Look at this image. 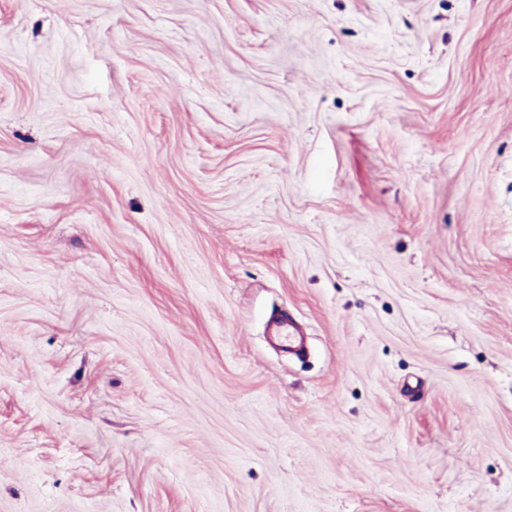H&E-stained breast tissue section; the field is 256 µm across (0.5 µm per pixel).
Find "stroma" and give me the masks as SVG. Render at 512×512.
Listing matches in <instances>:
<instances>
[{"label":"stroma","instance_id":"stroma-1","mask_svg":"<svg viewBox=\"0 0 512 512\" xmlns=\"http://www.w3.org/2000/svg\"><path fill=\"white\" fill-rule=\"evenodd\" d=\"M0 512H512V0H0Z\"/></svg>","mask_w":512,"mask_h":512}]
</instances>
